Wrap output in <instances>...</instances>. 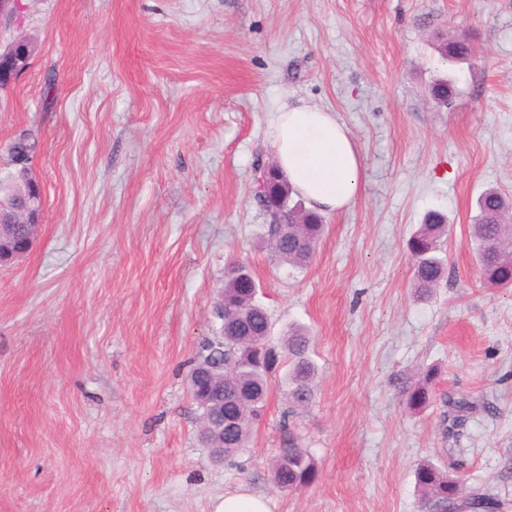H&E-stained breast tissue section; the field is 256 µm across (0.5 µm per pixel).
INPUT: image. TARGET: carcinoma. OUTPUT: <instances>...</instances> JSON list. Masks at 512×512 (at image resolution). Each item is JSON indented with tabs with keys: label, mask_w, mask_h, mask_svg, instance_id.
Returning <instances> with one entry per match:
<instances>
[{
	"label": "carcinoma",
	"mask_w": 512,
	"mask_h": 512,
	"mask_svg": "<svg viewBox=\"0 0 512 512\" xmlns=\"http://www.w3.org/2000/svg\"><path fill=\"white\" fill-rule=\"evenodd\" d=\"M442 59L464 61L472 57L470 43L461 35L436 46ZM453 84L439 80L432 88L433 99L440 105L448 103ZM38 135L23 132L8 147L9 175L3 178L0 191L3 210L11 212L14 198L12 188H26L31 183V169L18 167L14 157L36 156ZM295 192L278 176L258 195L270 217L267 235L273 253L293 267H303L312 258L323 235L321 214L305 206L303 199L293 200ZM448 236V218L437 211L427 213L418 230L408 242L414 259L412 288L419 301L433 296L447 273L446 260L440 256L442 239ZM471 237L477 246V262L485 284L490 288H512V197L490 188L478 200V213L471 224ZM248 274L245 266L232 264L224 270V286L218 296L224 298V319L219 335L206 340L196 357L188 379L193 400L206 417L219 410L224 416H238L237 421L224 425V459L241 453L250 442L252 425L264 409L269 393V378L278 368H285L286 395L292 407H306L314 398L318 368L311 357V338L306 328L295 326L288 330L285 341L271 340L272 323L266 308L256 296L244 295L241 278ZM212 367L224 380L232 383L224 400L203 397L197 390L196 375L203 367ZM436 370L429 368L403 390L406 406L411 411L426 409L432 398ZM453 412L452 422H459L473 410L465 397H448ZM276 486L296 492L311 485L317 478V467L311 452L288 438V447L274 457L272 467ZM415 485L420 493L422 512H458L460 509L496 512L498 502L489 495L464 499L461 481L430 461L414 470Z\"/></svg>",
	"instance_id": "1"
}]
</instances>
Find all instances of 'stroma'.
Segmentation results:
<instances>
[{
  "label": "stroma",
  "instance_id": "stroma-1",
  "mask_svg": "<svg viewBox=\"0 0 512 512\" xmlns=\"http://www.w3.org/2000/svg\"><path fill=\"white\" fill-rule=\"evenodd\" d=\"M24 2L0 26L35 46L0 96V171L34 130L44 212L0 268V512H214L242 488L271 512H419L424 460L512 512V289L486 287L470 237L485 190L512 196V0ZM457 34L473 57L441 62ZM287 102L335 112L364 164L302 268L269 250L253 192ZM430 211L448 273L421 302L408 240ZM233 262L273 341L310 329L318 376L294 412L272 375L249 447L216 464L187 379ZM430 366L412 412L402 388ZM451 393L484 405L458 429ZM292 434L318 475L286 493L271 464ZM435 376L436 370L432 367L428 368L425 372L420 373L415 382L405 387L403 395L409 410L421 412L429 406Z\"/></svg>",
  "mask_w": 512,
  "mask_h": 512
}]
</instances>
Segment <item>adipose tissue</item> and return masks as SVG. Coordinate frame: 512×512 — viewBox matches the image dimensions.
Here are the masks:
<instances>
[{
	"label": "adipose tissue",
	"mask_w": 512,
	"mask_h": 512,
	"mask_svg": "<svg viewBox=\"0 0 512 512\" xmlns=\"http://www.w3.org/2000/svg\"><path fill=\"white\" fill-rule=\"evenodd\" d=\"M271 146L281 172L308 207L334 213L358 197L362 155L335 113L304 104L281 108Z\"/></svg>",
	"instance_id": "adipose-tissue-1"
}]
</instances>
